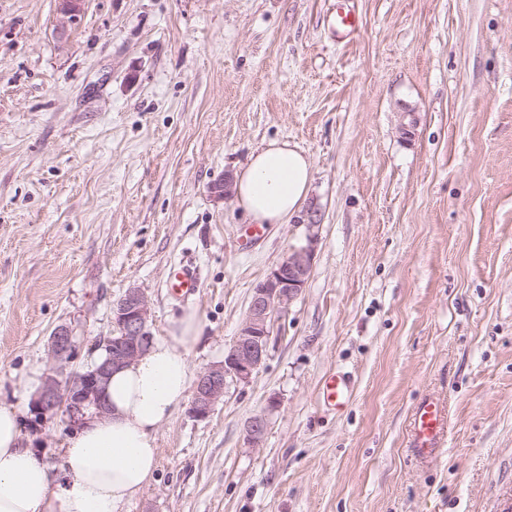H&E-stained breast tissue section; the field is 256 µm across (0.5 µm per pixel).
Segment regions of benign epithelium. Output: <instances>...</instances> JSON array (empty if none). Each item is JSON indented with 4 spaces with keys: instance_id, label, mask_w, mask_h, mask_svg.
<instances>
[{
    "instance_id": "benign-epithelium-1",
    "label": "benign epithelium",
    "mask_w": 512,
    "mask_h": 512,
    "mask_svg": "<svg viewBox=\"0 0 512 512\" xmlns=\"http://www.w3.org/2000/svg\"><path fill=\"white\" fill-rule=\"evenodd\" d=\"M218 199L228 200L234 195L233 176L224 174V181L211 187ZM307 235L303 245L296 246L254 288L246 319L233 342L224 353V363L213 366L198 375L189 413L203 420L209 417L216 403L224 397L227 379L246 381L263 364L271 335L272 319L288 311L291 303L305 288L311 275L319 227L317 210L307 212ZM150 301L144 290L130 288L112 308L114 335L103 343L108 347L107 357L66 381L58 379V371L47 374L31 402L39 418L62 413L70 427L84 423L90 416L108 414L106 383L112 370L140 356L152 343L147 328ZM75 349L74 336L67 326L57 327L49 341V356L61 367L71 359ZM268 429L264 414L252 417L246 427L247 441L256 447L262 443Z\"/></svg>"
}]
</instances>
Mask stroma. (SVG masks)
<instances>
[{
	"label": "stroma",
	"instance_id": "1",
	"mask_svg": "<svg viewBox=\"0 0 512 512\" xmlns=\"http://www.w3.org/2000/svg\"><path fill=\"white\" fill-rule=\"evenodd\" d=\"M0 0V403L50 467L71 429L38 419L48 341L97 361L133 287L165 336L196 312L192 375L224 361L254 288L302 243L211 184L271 139L313 160L311 276L268 354L210 416L180 407L128 512H512V0ZM197 266L190 300L165 282ZM339 371L346 407L320 399ZM448 414L409 446L415 404ZM267 414L259 447L246 425ZM330 25L338 36L344 37L356 32L360 23L356 14L346 6L337 9L330 18ZM445 422L444 408L437 400L426 398L415 406L410 430V448L415 456L427 459L438 452Z\"/></svg>",
	"mask_w": 512,
	"mask_h": 512
}]
</instances>
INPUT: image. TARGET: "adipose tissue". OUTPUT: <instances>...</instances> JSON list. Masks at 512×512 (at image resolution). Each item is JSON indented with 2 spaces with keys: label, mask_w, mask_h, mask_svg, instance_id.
<instances>
[{
  "label": "adipose tissue",
  "mask_w": 512,
  "mask_h": 512,
  "mask_svg": "<svg viewBox=\"0 0 512 512\" xmlns=\"http://www.w3.org/2000/svg\"><path fill=\"white\" fill-rule=\"evenodd\" d=\"M313 180V160L296 144L274 139L252 152L234 176L239 206L254 224H286ZM203 331L185 314L107 383L109 413L72 432L51 469L24 444L22 413L0 403V512H127L158 466L157 433L184 402L188 355Z\"/></svg>",
  "instance_id": "ef3b65f1"
}]
</instances>
